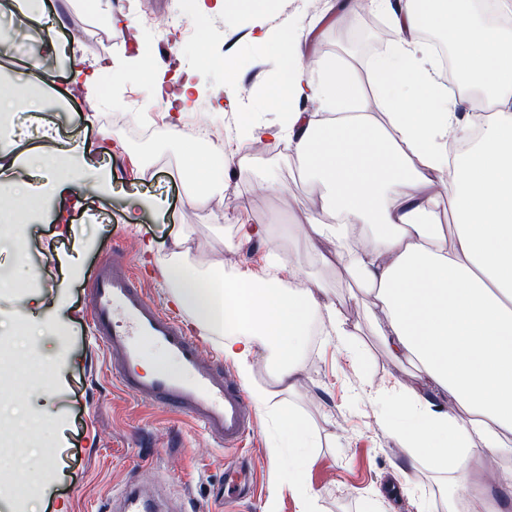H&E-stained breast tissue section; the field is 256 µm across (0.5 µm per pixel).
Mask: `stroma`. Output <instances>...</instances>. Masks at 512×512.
Listing matches in <instances>:
<instances>
[{
  "label": "stroma",
  "mask_w": 512,
  "mask_h": 512,
  "mask_svg": "<svg viewBox=\"0 0 512 512\" xmlns=\"http://www.w3.org/2000/svg\"><path fill=\"white\" fill-rule=\"evenodd\" d=\"M321 10L305 12V27L319 35L309 52L335 56L351 74L358 94L371 98L373 88L363 82L373 59L395 40L394 31H382L364 22L362 13L323 18L332 0H321ZM124 18L112 28L108 15ZM175 18L194 30L190 40L174 43L159 38L145 15ZM31 43L15 48L0 63V78L24 76L33 59H41L40 80L28 95L23 121L9 119L0 143L26 167L25 181L32 191L43 190L51 171L35 165L44 151L61 153L80 146L94 173L73 186L70 194L49 200L42 219L18 227L23 253L0 251V266L14 270V284L0 288V334L8 346L24 349L43 343L42 363L28 369L20 363L0 367V404L15 417L28 410H46L37 444L17 455L0 457V486L24 493L15 512H111L114 491L131 476L159 483L176 499L183 512H299L300 502L288 487L283 461L272 458L268 444L275 432L271 418L257 415L248 453L218 447L192 421L168 413L125 394L113 382L108 360L86 328L87 279L97 264L111 260L113 246L141 266L148 297L171 310L169 289L156 262L172 235L188 231L194 245L223 256L228 232L239 224H266L265 240L247 244L245 255L261 256L275 250H295L307 273L323 279L341 302L351 287L341 268L308 264L305 244L289 245L288 227L304 223L309 209V187L293 161L287 141L277 152L235 148L224 177V194L200 204L188 201L181 162L193 145L170 142L145 134L140 115L151 110V85L158 75L173 77L187 71L203 76L192 115L216 126H231L239 113L251 112L262 123L277 125L281 110L267 106L265 94L271 74L283 71L279 52L256 43L255 19L230 13L201 18L186 0H98L86 9L79 0H51L42 6L31 28ZM66 45L85 72L103 64L134 61L141 76L133 82H105L90 92L74 81L65 57L55 55L50 42ZM236 66L237 85L250 84L258 92L237 99L235 108L218 109L224 98V66ZM112 140L111 153L100 146ZM150 167V176L137 178L138 165ZM112 173V191H99L96 176ZM272 175L279 188L263 191L261 176ZM142 194L148 205L127 211L130 190ZM83 196L74 207V196ZM70 221V234L59 232L58 215ZM44 293L64 307L67 331L64 352H57L47 332L25 322L28 295ZM358 322L368 356L359 373L338 367L333 344L314 333L308 351L310 393L290 398L312 420L319 446L303 480L318 494L315 512H367L372 499L383 498L388 512H418L416 497L398 490L409 477L434 492L447 477L427 465L411 461L375 419L366 396H354L357 380L381 385L405 377L408 367L390 358L374 336L372 323L361 310L351 309ZM233 464L252 477L254 496L237 498L224 488V468Z\"/></svg>",
  "instance_id": "stroma-1"
}]
</instances>
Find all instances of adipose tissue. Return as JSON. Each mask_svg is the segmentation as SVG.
Wrapping results in <instances>:
<instances>
[{
  "mask_svg": "<svg viewBox=\"0 0 512 512\" xmlns=\"http://www.w3.org/2000/svg\"><path fill=\"white\" fill-rule=\"evenodd\" d=\"M400 38L374 66L376 122L354 103L336 57L306 55L297 15L262 30L285 52V74L267 102L283 110L281 126L244 117L232 137L243 145L287 139L316 209L293 234L316 264L337 263L361 292L389 356L413 364L408 379L371 387L375 416L402 452L451 476L448 512H502L512 497V25L481 20L473 0H375ZM445 29L457 54L461 100L431 73L410 65L422 30ZM200 85L181 78L167 99L159 136L180 139L182 114ZM481 97L487 114L474 125L460 102ZM319 97L328 118L295 108ZM212 156L185 157L194 201L223 193ZM447 198L456 221L437 224L432 207ZM266 227L240 225L230 257L192 255L178 233L162 258L171 301L189 312L202 334L222 337L221 350L262 414L276 424L268 453L282 460L304 512L315 497L301 481L315 448L311 421L281 409L308 374L314 324L347 360L364 362L359 327L318 278L295 257L270 252L244 261L241 251ZM458 405L449 413L435 389Z\"/></svg>",
  "mask_w": 512,
  "mask_h": 512,
  "instance_id": "adipose-tissue-1",
  "label": "adipose tissue"
}]
</instances>
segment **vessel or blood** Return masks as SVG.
Returning a JSON list of instances; mask_svg holds the SVG:
<instances>
[{"mask_svg": "<svg viewBox=\"0 0 512 512\" xmlns=\"http://www.w3.org/2000/svg\"><path fill=\"white\" fill-rule=\"evenodd\" d=\"M89 325L112 356V378L138 400L184 413L218 446L242 448L254 426V413L240 385L216 364L204 362L198 341L188 334L183 316L166 314L148 299L131 261L98 265L88 281ZM164 349L178 372H138L139 341ZM160 498L134 478L112 496L114 512H158Z\"/></svg>", "mask_w": 512, "mask_h": 512, "instance_id": "vessel-or-blood-1", "label": "vessel or blood"}]
</instances>
